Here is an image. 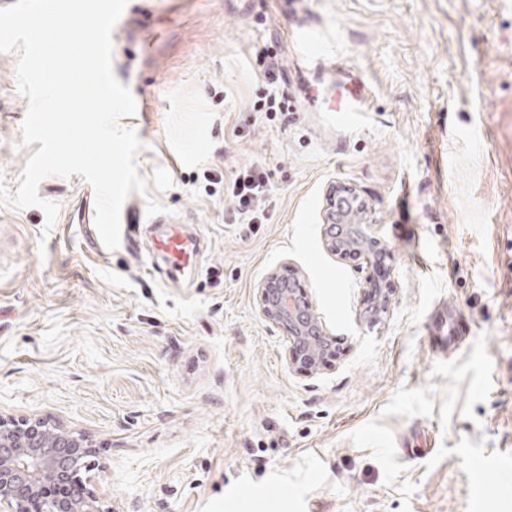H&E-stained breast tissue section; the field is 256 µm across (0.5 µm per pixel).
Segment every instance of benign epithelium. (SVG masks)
<instances>
[{"instance_id":"7a95c632","label":"benign epithelium","mask_w":512,"mask_h":512,"mask_svg":"<svg viewBox=\"0 0 512 512\" xmlns=\"http://www.w3.org/2000/svg\"><path fill=\"white\" fill-rule=\"evenodd\" d=\"M371 228L367 223L361 226L364 243L355 246L348 236L336 233L331 211L324 225V247L334 256L350 259L377 243ZM256 305L264 320L283 330L289 360L300 371L316 372L334 356L335 337L296 280L276 269L266 273L256 285ZM86 447L83 435L60 428L47 431L39 419L0 418V512H27L28 498L40 499L43 512H110L91 491L78 498L45 496L48 485L70 477L75 462L85 457L78 449Z\"/></svg>"}]
</instances>
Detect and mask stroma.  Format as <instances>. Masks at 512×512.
I'll return each instance as SVG.
<instances>
[{"instance_id":"35a3bbf8","label":"stroma","mask_w":512,"mask_h":512,"mask_svg":"<svg viewBox=\"0 0 512 512\" xmlns=\"http://www.w3.org/2000/svg\"><path fill=\"white\" fill-rule=\"evenodd\" d=\"M115 78L138 110L124 210L200 239L154 279L103 264L82 176L0 202V417L85 436L112 512H512V0H128ZM278 58L287 112L252 105ZM18 53H0V187L34 149ZM262 165L261 224L224 190ZM368 204L383 274L323 246L326 193ZM289 266L339 339L289 368L255 287ZM382 277L386 312L367 310ZM464 316V340L442 345Z\"/></svg>"}]
</instances>
